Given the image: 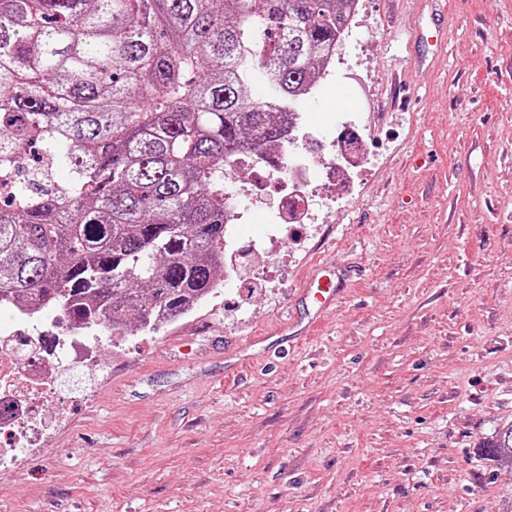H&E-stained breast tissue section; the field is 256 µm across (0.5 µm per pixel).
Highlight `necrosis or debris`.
Returning <instances> with one entry per match:
<instances>
[{"label":"necrosis or debris","mask_w":512,"mask_h":512,"mask_svg":"<svg viewBox=\"0 0 512 512\" xmlns=\"http://www.w3.org/2000/svg\"><path fill=\"white\" fill-rule=\"evenodd\" d=\"M342 131L322 142V159L330 174L347 169L363 170L359 141L360 113L341 117ZM298 121L289 124L288 144L278 151L279 160L267 181V190L279 203L263 211L271 224L259 244L274 246L281 224H321L325 215L314 205L309 192L310 167L315 157L311 149L298 143ZM41 309L16 314L13 322L0 324V470L15 471L25 454L49 448L51 421L60 420L57 382L62 373L78 370L92 374L100 368L99 337L87 336L62 321H51L49 329L28 326L39 318Z\"/></svg>","instance_id":"necrosis-or-debris-1"}]
</instances>
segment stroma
Segmentation results:
<instances>
[{
  "instance_id": "stroma-1",
  "label": "stroma",
  "mask_w": 512,
  "mask_h": 512,
  "mask_svg": "<svg viewBox=\"0 0 512 512\" xmlns=\"http://www.w3.org/2000/svg\"><path fill=\"white\" fill-rule=\"evenodd\" d=\"M336 66L298 135L364 113L354 200L274 256L261 219L233 226L237 287L62 382L0 512H512L481 450L512 421V0H366ZM333 261L354 270L335 309L266 360Z\"/></svg>"
}]
</instances>
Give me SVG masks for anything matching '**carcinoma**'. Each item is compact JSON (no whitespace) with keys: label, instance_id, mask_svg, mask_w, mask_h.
<instances>
[{"label":"carcinoma","instance_id":"carcinoma-1","mask_svg":"<svg viewBox=\"0 0 512 512\" xmlns=\"http://www.w3.org/2000/svg\"><path fill=\"white\" fill-rule=\"evenodd\" d=\"M351 2L0 0V293L114 329L208 299L224 169L244 144L269 158ZM42 156L70 182L47 188ZM482 448L512 454V422Z\"/></svg>","mask_w":512,"mask_h":512}]
</instances>
